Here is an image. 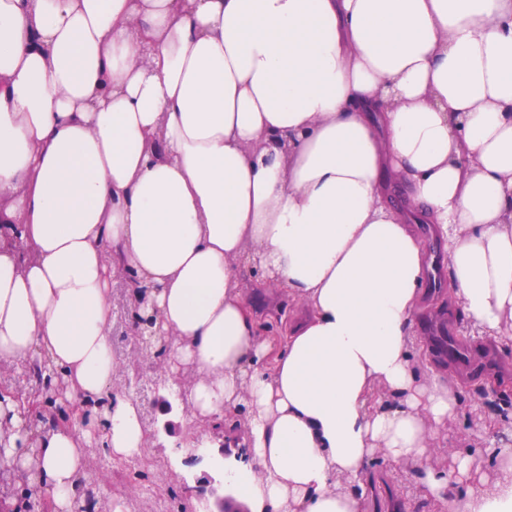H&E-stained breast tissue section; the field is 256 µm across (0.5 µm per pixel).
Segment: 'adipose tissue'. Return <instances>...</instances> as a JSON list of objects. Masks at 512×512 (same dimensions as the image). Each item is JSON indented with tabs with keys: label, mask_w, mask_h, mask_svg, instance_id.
I'll use <instances>...</instances> for the list:
<instances>
[{
	"label": "adipose tissue",
	"mask_w": 512,
	"mask_h": 512,
	"mask_svg": "<svg viewBox=\"0 0 512 512\" xmlns=\"http://www.w3.org/2000/svg\"><path fill=\"white\" fill-rule=\"evenodd\" d=\"M512 343V0H0V364L77 404L29 431L0 392V465L79 512L86 450L143 455L113 392L115 273L148 289L192 416L244 413L224 487L249 512H360L369 465L445 512H512V445L446 466L458 411L420 381L425 271ZM302 306L262 335L241 266Z\"/></svg>",
	"instance_id": "obj_1"
}]
</instances>
